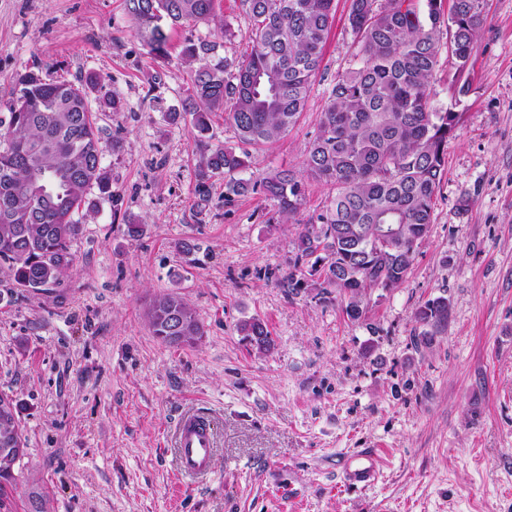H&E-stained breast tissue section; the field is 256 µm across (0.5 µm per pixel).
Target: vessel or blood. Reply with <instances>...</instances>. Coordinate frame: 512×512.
I'll use <instances>...</instances> for the list:
<instances>
[{
  "label": "vessel or blood",
  "mask_w": 512,
  "mask_h": 512,
  "mask_svg": "<svg viewBox=\"0 0 512 512\" xmlns=\"http://www.w3.org/2000/svg\"><path fill=\"white\" fill-rule=\"evenodd\" d=\"M177 466L186 476H205L213 470L216 435L211 419L189 410L175 427ZM381 458L375 450L365 449L349 456L343 466V480L348 487L364 488L380 475Z\"/></svg>",
  "instance_id": "b4317fda"
}]
</instances>
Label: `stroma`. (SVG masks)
I'll return each mask as SVG.
<instances>
[{
	"instance_id": "1",
	"label": "stroma",
	"mask_w": 512,
	"mask_h": 512,
	"mask_svg": "<svg viewBox=\"0 0 512 512\" xmlns=\"http://www.w3.org/2000/svg\"><path fill=\"white\" fill-rule=\"evenodd\" d=\"M349 10L336 0L305 112L255 153L252 177L301 170L331 81L358 62ZM481 11L465 71L441 54L432 87L457 127L428 235L405 281L368 289L354 321L317 289L283 286L299 227L268 223L272 200L225 202L220 176L199 188L202 154L235 142L223 113L203 136L167 119L190 87L185 37L231 59L247 50L240 0L174 29L164 60L124 0H0V104L37 64L49 79L96 74L88 100L112 182L111 197L87 195L61 285L32 292L0 276V395L17 401L26 441L0 512H29L33 495L44 512H512V0ZM106 92L119 109L103 107ZM171 292L203 325L196 346L150 328V301ZM438 296L448 320L426 340L414 314ZM253 317L270 351L239 330ZM188 409L216 430L205 478L176 465ZM364 448L379 449L382 475L353 492L342 466ZM240 331L244 334L245 339L258 351H270L273 340L266 324L259 318H251L240 324Z\"/></svg>"
}]
</instances>
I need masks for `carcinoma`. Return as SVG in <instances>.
<instances>
[{
	"label": "carcinoma",
	"mask_w": 512,
	"mask_h": 512,
	"mask_svg": "<svg viewBox=\"0 0 512 512\" xmlns=\"http://www.w3.org/2000/svg\"><path fill=\"white\" fill-rule=\"evenodd\" d=\"M445 0H351L348 22L359 67L336 76L318 132L309 142L303 171L277 170L244 178L251 150L282 138L299 121L320 71L322 51L335 21L334 0H241L251 26V50L236 61L215 42L187 38L182 56L197 62L186 105L170 112L190 116L200 134L210 114L224 113L237 145L218 147L198 166L199 186L224 177V201L260 191L276 202L274 223L299 212L308 180L329 188L327 204L304 225L288 271V287L319 288L345 300L352 320L365 314L369 288L390 289L407 277L418 245L432 224L434 198L446 171L452 112H435L430 91L444 47L440 16ZM136 35L156 58L168 57L170 32L189 22L215 19V0H124ZM451 54L464 70L483 17L478 0H451ZM0 119V265L20 288L59 284L73 266L72 243L81 230L80 209L97 188L111 194L102 166L101 131L87 93L65 80L34 71L14 80ZM445 297L414 314L436 329L448 321ZM152 332L169 345H194L204 336L195 312L177 294L152 300ZM258 351L271 349L266 324H240ZM22 439L17 404L0 410V439Z\"/></svg>",
	"instance_id": "obj_1"
}]
</instances>
